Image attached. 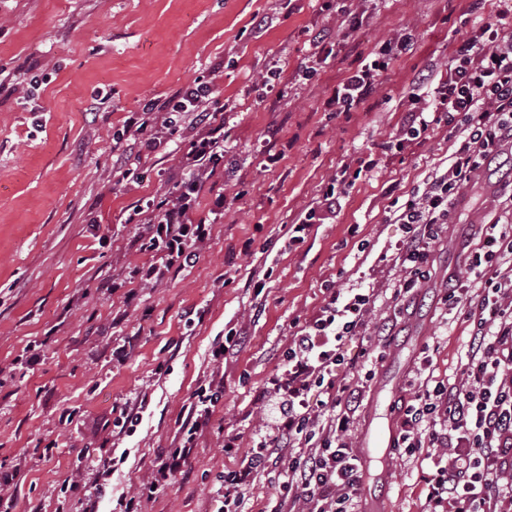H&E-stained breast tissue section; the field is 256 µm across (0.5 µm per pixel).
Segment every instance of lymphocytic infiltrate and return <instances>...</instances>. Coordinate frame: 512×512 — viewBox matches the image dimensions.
I'll list each match as a JSON object with an SVG mask.
<instances>
[{
    "instance_id": "obj_1",
    "label": "lymphocytic infiltrate",
    "mask_w": 512,
    "mask_h": 512,
    "mask_svg": "<svg viewBox=\"0 0 512 512\" xmlns=\"http://www.w3.org/2000/svg\"><path fill=\"white\" fill-rule=\"evenodd\" d=\"M496 17L458 44L445 79L432 72L420 77V85L435 84L433 97L409 96L403 132L418 134L442 122L457 148L422 191L392 203L390 222L407 229L394 246L393 262L402 274L392 284V301L412 296L427 281L430 253L466 188L486 161L512 146V0H497ZM412 41L408 32L389 40L378 58L332 91L327 107L339 112L369 99L379 72ZM211 93L208 83L185 88L173 107L196 131L185 174L159 202L133 210L145 219L141 248L153 255L138 270L144 284L159 285L191 263L210 235V223L190 214L224 156V137L207 122ZM486 231L491 248L475 254L473 266L489 268L490 276L480 278L478 289L454 287L441 297L471 328L460 368L454 377H428L414 386L411 402L398 412L391 444L395 455L422 452L431 459L422 477L427 512H512V264L501 263L503 253L512 254V225L490 224ZM377 298L372 291L333 293L298 328L281 372L259 394L258 441L224 480L223 512H240L250 485L265 473L275 485L270 512H356L362 476L347 435L365 386L362 378L339 374L340 345L347 337L368 336ZM315 388L322 398L312 403L308 394ZM220 398L215 385L190 404L179 447L159 465L161 478L181 472ZM279 450L286 454L284 466L273 473L269 458Z\"/></svg>"
}]
</instances>
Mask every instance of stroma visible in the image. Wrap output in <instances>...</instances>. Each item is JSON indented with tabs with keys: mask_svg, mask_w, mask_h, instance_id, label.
<instances>
[{
	"mask_svg": "<svg viewBox=\"0 0 512 512\" xmlns=\"http://www.w3.org/2000/svg\"><path fill=\"white\" fill-rule=\"evenodd\" d=\"M469 2L353 0L350 42L301 81L314 37L341 22L323 0H0V471L15 476L12 512H87L94 500L115 512L122 492L150 484L141 512H217L234 467L225 438L251 448L257 394L295 322L351 285L379 291L373 322L393 325L341 346L343 373H374L351 436L361 495L380 512H425L429 462L385 453L395 407L412 396L422 346L436 376L457 371L471 328L447 317L440 294L471 284L484 225L512 224V155L475 177L430 279L399 303L383 295L385 252L404 232L386 216L454 150L442 124L403 151L393 144L420 74L445 70L465 37ZM264 15L273 23L255 33ZM400 31L414 42L380 73L376 96L325 111L330 91ZM213 70L210 121L224 127V157L192 213L213 221L212 235L191 266L142 288L129 273L147 256L128 217L181 179L190 132L176 122L163 146L123 169L113 136L145 103L178 100ZM360 160L375 166L346 185L335 217L289 244L290 225ZM232 329L243 342L215 365L211 351ZM214 379L221 401L182 473L161 479L156 465L179 443L185 405ZM117 451L124 462L103 478L102 460Z\"/></svg>",
	"mask_w": 512,
	"mask_h": 512,
	"instance_id": "stroma-1",
	"label": "stroma"
}]
</instances>
